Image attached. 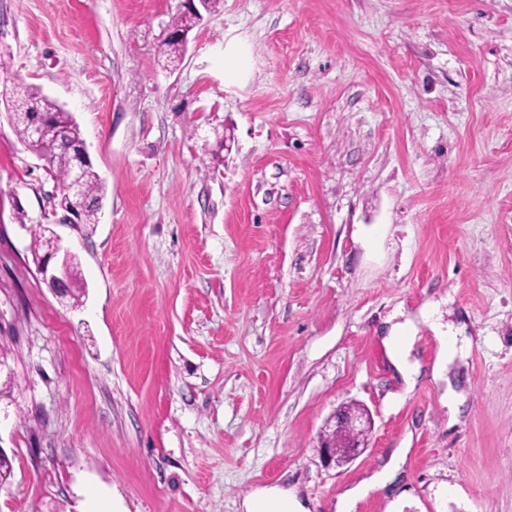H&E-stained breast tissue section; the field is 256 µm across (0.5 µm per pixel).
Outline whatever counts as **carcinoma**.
<instances>
[{
    "label": "carcinoma",
    "mask_w": 512,
    "mask_h": 512,
    "mask_svg": "<svg viewBox=\"0 0 512 512\" xmlns=\"http://www.w3.org/2000/svg\"><path fill=\"white\" fill-rule=\"evenodd\" d=\"M13 105L14 127L18 138L29 143L30 151L43 159L52 172L56 186L66 184L73 166V148L82 139L79 125L71 113L63 110L54 101L43 95L37 88L18 86L15 89ZM41 112L48 118L44 135L37 140L29 139L27 115ZM103 183L93 165L85 167L83 194L87 204L83 207L81 221L84 224L96 223L95 202L102 194Z\"/></svg>",
    "instance_id": "carcinoma-1"
}]
</instances>
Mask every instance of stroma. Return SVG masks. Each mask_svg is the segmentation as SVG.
Listing matches in <instances>:
<instances>
[{"mask_svg":"<svg viewBox=\"0 0 512 512\" xmlns=\"http://www.w3.org/2000/svg\"><path fill=\"white\" fill-rule=\"evenodd\" d=\"M181 10L0 0V512H336L396 448L354 512H512V0H217L170 70ZM19 84L79 124L97 223L55 215ZM404 321L411 386L382 341ZM353 402L370 445L325 467ZM407 451L403 448H396L390 455L389 462L384 468L376 473L370 481L348 490L337 502L336 512H353L358 499L368 494L375 487H386L394 484L400 476V461ZM276 502L281 510L275 505H269L265 509V505L269 502ZM306 512L304 508L300 506L293 498L283 496L270 490H264L256 494L247 505V511L245 512Z\"/></svg>","mask_w":512,"mask_h":512,"instance_id":"stroma-1","label":"stroma"}]
</instances>
